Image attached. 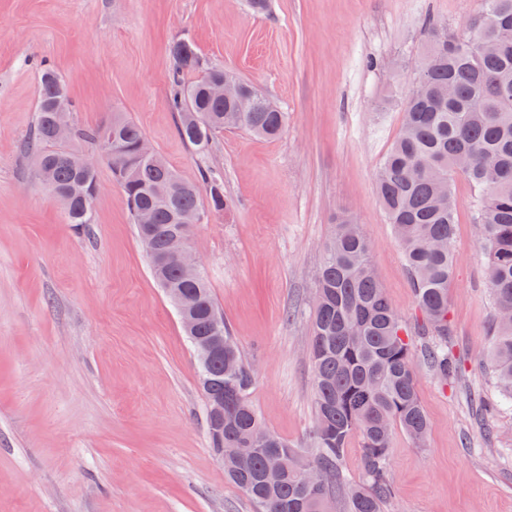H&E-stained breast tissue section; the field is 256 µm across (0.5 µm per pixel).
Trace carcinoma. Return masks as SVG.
<instances>
[{
    "instance_id": "cac0c4a2",
    "label": "carcinoma",
    "mask_w": 512,
    "mask_h": 512,
    "mask_svg": "<svg viewBox=\"0 0 512 512\" xmlns=\"http://www.w3.org/2000/svg\"><path fill=\"white\" fill-rule=\"evenodd\" d=\"M423 87L403 105L401 129L376 174V190L388 223L402 245L422 321L409 327L389 302L370 264L371 246L351 217L340 215L326 242L315 277L311 307L310 360L314 372L315 424L310 447L298 448L266 430L250 401L256 371L246 361L220 313L204 277H182L176 260L164 264L171 234L188 213L200 212L198 186L183 180L160 156L140 154L142 128L121 114L103 126L77 132L100 150L122 189L132 223L160 287L177 294L190 320V345L224 338L207 362H197L211 448H239L237 461L224 463V475L243 490L260 512H327L338 499L343 512H383L395 495L389 461L395 431L420 445L429 422L417 391L416 363L425 364L445 383H455L461 368L448 350L453 326L448 294L455 279L451 252L456 233L454 178L461 175L475 191V218L486 257L492 302L488 353L498 400L480 399L472 408L482 426L495 414L512 410V0H480L468 33L458 34L430 19L425 25ZM480 32L497 51L478 55L469 48ZM174 68L170 99L179 113L178 132L197 152L208 151L215 135L243 129L274 138L288 114L233 73L219 67L194 81L184 74L201 66L191 41L169 48ZM209 77L238 82V100L216 101L206 92ZM67 85L49 66L39 73L33 130L23 149L36 157V175L61 203L68 223H94L85 205L99 185L97 169L74 161L57 148L56 125L70 121ZM210 208L227 207L224 183L201 175ZM153 223H141V214ZM422 337L420 349L412 336ZM360 448L361 481L352 483L346 450ZM323 475L308 486L303 470Z\"/></svg>"
}]
</instances>
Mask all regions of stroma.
<instances>
[{
    "label": "stroma",
    "instance_id": "35a3bbf8",
    "mask_svg": "<svg viewBox=\"0 0 512 512\" xmlns=\"http://www.w3.org/2000/svg\"><path fill=\"white\" fill-rule=\"evenodd\" d=\"M479 0H0V512H257L209 445L192 347L153 279L106 161L95 222L67 224L22 144L36 66L65 81L79 127L120 113L190 181L224 182L190 250L243 357L265 428L308 446L314 424L310 297L336 214L360 224L399 316L420 314L376 193L377 170L415 86L427 18L461 32ZM191 40L288 114L274 139L217 134L197 153L170 104L169 47ZM459 224L449 291L462 381L426 367L424 447L396 433L385 512H512V412L486 440L466 396L494 400L481 358L492 305L474 190L455 179ZM201 178L208 188L210 208L216 212L223 211L227 207V201L224 198V183L207 171L202 173Z\"/></svg>",
    "mask_w": 512,
    "mask_h": 512
}]
</instances>
